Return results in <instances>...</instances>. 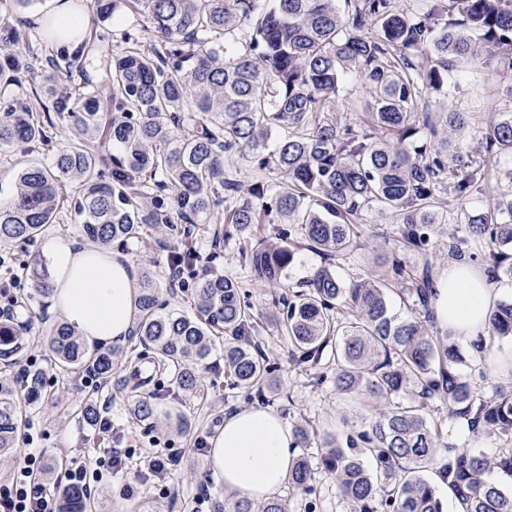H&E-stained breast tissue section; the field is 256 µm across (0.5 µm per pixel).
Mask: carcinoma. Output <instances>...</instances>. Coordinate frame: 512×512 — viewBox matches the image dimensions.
Wrapping results in <instances>:
<instances>
[{
	"label": "carcinoma",
	"mask_w": 512,
	"mask_h": 512,
	"mask_svg": "<svg viewBox=\"0 0 512 512\" xmlns=\"http://www.w3.org/2000/svg\"><path fill=\"white\" fill-rule=\"evenodd\" d=\"M101 0L97 17L119 7L145 10L151 39L128 36L109 61L120 96L112 99L107 137L120 148L112 173L95 140L101 105L91 91L75 94L65 83L73 62L48 71L28 56L0 63V91L26 69L37 106L0 112V150L45 140L51 112L67 118L71 143L49 163L29 161L18 170L12 200L0 206V242L39 237L72 207L83 216V233L102 247L136 239L151 224H169L163 192L174 191L178 217L215 239L246 233L257 224H286L288 245L262 240L241 247L255 279L284 286L294 245L331 260L360 246V216L373 206L399 224L401 247L424 256L408 271L390 253L383 277L345 284L329 266L313 272L299 289L274 300L277 332L288 338L301 364L320 362L331 349L336 390L366 401L387 399L410 380L419 394L356 434L324 430V468L353 512H377V495L389 512H443L435 488L423 478L433 466L454 490L459 512H512V496L488 481L492 469L512 473V448L488 456L444 440L426 413L433 399L467 421L476 437L512 436V386L476 397L459 372L462 356L434 334L435 280L429 228L448 223V207L476 192L488 161L512 154V116L494 118L483 133L484 159L469 157L448 135L469 126L463 112L441 121L421 107L433 92L456 84L467 67L483 64L512 76V0H425L402 8L398 0ZM245 52L236 51L237 46ZM360 82L370 97L364 125L336 119L333 104L344 77ZM58 88L46 104L42 92ZM287 134L274 147L273 134ZM247 158L275 175L240 192L224 172V157ZM224 217L214 223V210ZM466 237L448 242L496 280L512 278V262L499 247L512 245V189L492 209L466 216ZM400 292L419 316L400 320L388 295ZM192 313H165L158 289L145 276L137 298L133 334L152 353L155 373L168 375L187 393L200 388V370L224 337V370L233 383L264 397L268 369L252 306L239 283L201 274L191 292ZM492 336H512V303L491 311ZM30 342L28 332L0 323V360L6 363ZM54 364L82 368L108 381L117 350L88 348L67 323L45 337ZM15 391L0 381V453L8 452L20 426ZM448 455L440 456V448ZM307 456L292 459L288 484L312 491ZM60 512H86L84 492H62ZM233 512H288L274 495L261 503L237 501Z\"/></svg>",
	"instance_id": "obj_1"
}]
</instances>
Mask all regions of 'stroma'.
I'll return each mask as SVG.
<instances>
[{"label":"stroma","mask_w":512,"mask_h":512,"mask_svg":"<svg viewBox=\"0 0 512 512\" xmlns=\"http://www.w3.org/2000/svg\"><path fill=\"white\" fill-rule=\"evenodd\" d=\"M52 6V0H39L35 6L16 12L0 7V30L19 32L42 59L74 55V48L46 39L33 22L35 16L51 10ZM147 25V15L143 12L127 13L119 24L109 20L100 23L95 43L81 61L83 71L73 75V83L90 78L97 98L111 101L119 90L109 83L104 70L112 55L124 48V30H132L143 37L147 34ZM430 104L436 112L468 113L470 126L463 144L469 155L478 158L483 153L482 132L491 116L512 113V78L489 76L477 67L448 92L433 93ZM68 142V123L59 119L46 142L32 150L24 153L0 151V199L10 200L15 192V172L26 160L50 161ZM511 171L512 158L503 157L488 163L479 192L461 201L460 209L468 213L486 211L506 186L507 174ZM362 221L370 234L367 244L334 262L336 273L345 281L370 272L385 274L387 267L383 257L398 246L397 225L378 208L365 210ZM187 230L184 224L152 225L142 239L115 242L111 248L126 255L138 273L152 276L159 301L169 310H189L192 284L203 271L239 283L253 306L258 324L257 339L272 371V384L266 391L270 410L287 419L292 426L303 424L320 431L335 425L340 418L348 426L357 428L392 407L393 402L388 399L367 409L355 398L338 395L332 359L322 358L315 365L294 360L291 345L276 334L268 316L274 292L256 283L245 268L240 256V236H233L217 246L212 245L209 238L195 237V247L201 259L183 271L180 287H172L169 256L181 249ZM42 245L39 239L25 244L0 243V284L11 286L10 295L17 302L15 324H31L33 335L30 346L6 366L5 372L15 379L22 369L31 366L42 372L47 381V393L39 400H30L22 393L16 396L19 414L25 424L19 428L12 449L0 455V482L10 477L16 457L26 448L33 447L44 459L48 485H55L62 477L65 465L103 456L105 448L110 447L113 437L117 436L135 446V460H142L143 456L155 451L171 456V494L160 497L153 486L141 483L134 484L131 493H124L123 480L106 472L91 491L90 512H143L148 505L154 512H190L198 493L204 488L208 489L211 502L232 504V495L216 485L206 462L207 454L196 450L194 440L200 434H215L226 412L258 404L255 392L234 386L218 356L201 373L202 394L198 397L184 393L166 378L135 392L120 386V379L129 374L128 357L141 350L137 338L132 335L119 347L121 357L112 367L109 382H102L81 370L65 372L57 368L47 346L38 340L39 335L50 332L60 322L50 303L40 302L33 290L32 271L36 260L43 257ZM463 354L465 361L460 372L470 382L475 394L486 396L496 386L512 384V370L488 363L484 356L476 355L468 347L464 348ZM143 398L154 406V416L148 421L139 420L132 412L133 404ZM87 402L107 407L114 427L113 435H105L98 427L79 420L78 410ZM430 410L443 433L457 445L478 448L489 455L512 447V439L506 437L473 438L463 419L449 416L448 405L443 401H433ZM304 453L310 458L315 472L313 491L308 494L282 486L279 494L287 498L290 512H304V505L309 501L315 505L314 512H351V503L339 496L332 477L321 467L323 450L319 443L311 442Z\"/></svg>","instance_id":"1"}]
</instances>
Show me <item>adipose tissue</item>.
<instances>
[{
  "label": "adipose tissue",
  "mask_w": 512,
  "mask_h": 512,
  "mask_svg": "<svg viewBox=\"0 0 512 512\" xmlns=\"http://www.w3.org/2000/svg\"><path fill=\"white\" fill-rule=\"evenodd\" d=\"M52 308L85 340L121 344L133 328L136 272L121 253L48 238ZM436 326L468 345L488 334L496 289L466 263H449L436 278ZM293 428L272 410L250 406L225 414L208 461L217 483L236 499L261 502L285 482L294 456Z\"/></svg>",
  "instance_id": "adipose-tissue-1"
}]
</instances>
